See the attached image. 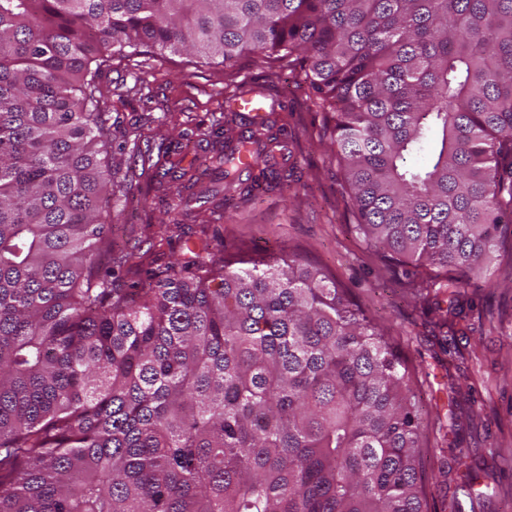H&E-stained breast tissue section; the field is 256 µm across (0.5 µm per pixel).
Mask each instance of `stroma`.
Instances as JSON below:
<instances>
[{
    "mask_svg": "<svg viewBox=\"0 0 512 512\" xmlns=\"http://www.w3.org/2000/svg\"><path fill=\"white\" fill-rule=\"evenodd\" d=\"M96 81L107 101H119L113 131L131 143L117 159V178L130 198L114 201L107 216L119 244L135 253L121 284L204 239L228 257L290 252L321 269L387 327L411 372L423 421L428 512H512V267L493 260L489 280L465 288L456 320L458 353L449 355L434 325V308L447 306V296L416 297L404 268H387L355 234L343 170L299 73L253 54L222 65L145 52L114 61ZM241 93L263 94L270 122L287 128L283 168L295 180L286 190L236 197L228 209L216 157L225 135L249 128L245 113L225 109V99ZM176 144L192 166L175 184L162 176L169 163L158 149ZM141 197L147 205H138ZM457 364L465 377L454 395L448 370ZM455 455L477 476L482 496L467 498L463 472L448 468Z\"/></svg>",
    "mask_w": 512,
    "mask_h": 512,
    "instance_id": "stroma-1",
    "label": "stroma"
}]
</instances>
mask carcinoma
I'll list each match as a JSON object with an SVG mask.
<instances>
[{
    "instance_id": "obj_1",
    "label": "carcinoma",
    "mask_w": 512,
    "mask_h": 512,
    "mask_svg": "<svg viewBox=\"0 0 512 512\" xmlns=\"http://www.w3.org/2000/svg\"><path fill=\"white\" fill-rule=\"evenodd\" d=\"M141 48L298 68L356 232L449 290L448 343L512 252V0H0V512H428L408 367L322 270L204 242L118 284L95 71ZM287 149L227 137L225 184Z\"/></svg>"
}]
</instances>
